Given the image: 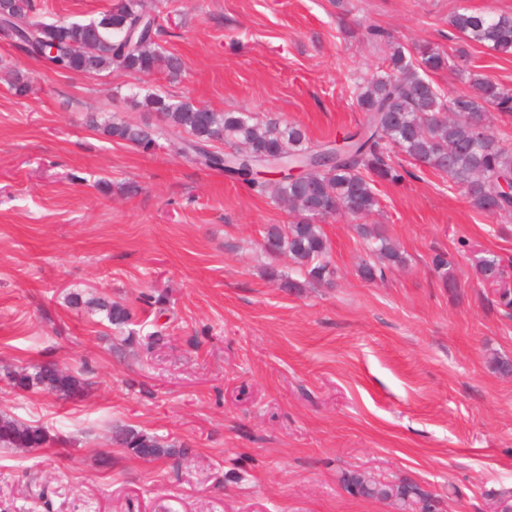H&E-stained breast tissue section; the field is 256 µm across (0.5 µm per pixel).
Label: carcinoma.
<instances>
[{"mask_svg":"<svg viewBox=\"0 0 512 512\" xmlns=\"http://www.w3.org/2000/svg\"><path fill=\"white\" fill-rule=\"evenodd\" d=\"M36 0H0V30L20 53L39 60L58 72L99 75L116 65L126 71L148 74L163 67L171 74L182 70L181 58L164 52L163 29L155 15H146L138 0L121 5L89 22H45L38 19ZM449 24L464 38L486 48L494 56L512 55V15L455 11ZM450 66L449 58L425 45L412 57L399 42H390L379 73L353 81V105L365 114L364 140L348 144L342 155H324L328 145L313 143L297 124L262 121L244 112H217L188 100H174L160 92L144 95L142 107L154 113L156 124L125 121L89 125L114 141L125 142L139 151L151 152L159 141L178 133L184 135V154L196 164L222 170L248 183L259 195L271 196L298 213L299 220L283 228L273 224L264 236V249L273 256L289 255L294 274L271 266L267 275L280 288L292 292L306 285L330 281L333 274L329 246L313 218L336 206L344 215L364 219L377 211V185L399 183L403 168L394 155L403 154L448 177L462 190L469 205L484 214L512 218V199L496 193L497 181L512 176V144L492 132L480 136L468 119L471 113L493 109L512 113V90L505 89L481 73L467 77L468 88L447 94L430 74ZM221 142L228 152L215 151ZM305 156L307 169L298 181L258 176L268 158ZM373 240L374 262L359 267L367 281L382 279L392 265L404 262L386 236L376 228H361ZM476 270L483 285L492 289L499 306L512 310V288L508 285L507 262L498 255L480 258ZM86 304L105 313L110 325L123 329L132 322L126 305L102 297ZM18 390L40 387L65 399L78 400L91 383L45 361L32 371L8 375ZM60 437L42 425H28L0 416V447L46 448ZM111 443L129 449L137 458L153 461L181 459L184 446L133 427L116 426ZM345 488L366 497L391 502L402 512H430L429 494L416 484L383 483L365 470L343 472Z\"/></svg>","mask_w":512,"mask_h":512,"instance_id":"obj_1","label":"carcinoma"}]
</instances>
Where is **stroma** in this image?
Masks as SVG:
<instances>
[{"label":"stroma","instance_id":"stroma-1","mask_svg":"<svg viewBox=\"0 0 512 512\" xmlns=\"http://www.w3.org/2000/svg\"><path fill=\"white\" fill-rule=\"evenodd\" d=\"M118 2L40 0V16L83 22ZM142 3L180 73H58L0 39V368L53 360L91 383L65 400L0 376V414L64 439L0 448V512H397L340 485V471L360 469L419 485L431 512H490L512 489V374L494 368L512 361V315L473 263L512 260V218L473 210L446 177L397 155L409 175L378 184L366 222L321 219L330 283L291 293L265 274L290 259L262 247L269 225L293 222L286 205L194 164L179 137L144 154L86 117L142 123L137 100L160 91L329 143L363 124L349 78L370 76L391 39L449 55L432 75L445 91L466 90L469 71L512 90V57L448 24L462 7L512 14V0ZM13 71L26 96L10 91ZM128 181L137 196L122 193ZM364 226L405 259L374 282L359 274ZM72 292L129 303L132 341L70 306ZM116 425L190 454L139 459L111 444Z\"/></svg>","mask_w":512,"mask_h":512}]
</instances>
